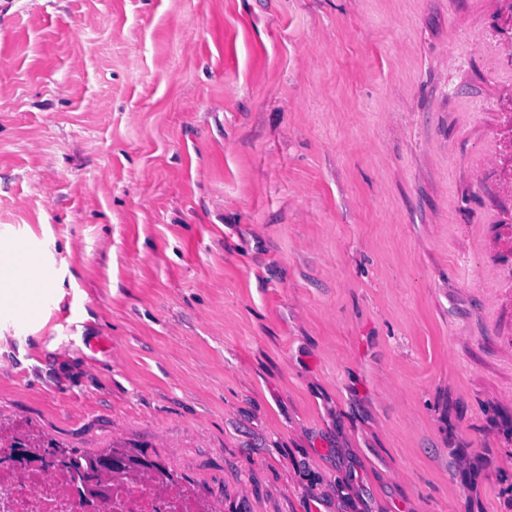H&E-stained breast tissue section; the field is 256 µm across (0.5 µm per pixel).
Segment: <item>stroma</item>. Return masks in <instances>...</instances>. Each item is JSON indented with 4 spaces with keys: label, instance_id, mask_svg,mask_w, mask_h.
<instances>
[{
    "label": "stroma",
    "instance_id": "stroma-1",
    "mask_svg": "<svg viewBox=\"0 0 512 512\" xmlns=\"http://www.w3.org/2000/svg\"><path fill=\"white\" fill-rule=\"evenodd\" d=\"M495 0H0V426L221 512H512ZM41 266L39 256L15 243L0 240V309H13L26 316L31 313L40 295V287L28 292L24 286Z\"/></svg>",
    "mask_w": 512,
    "mask_h": 512
}]
</instances>
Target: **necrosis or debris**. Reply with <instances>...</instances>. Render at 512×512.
<instances>
[{
    "label": "necrosis or debris",
    "instance_id": "4bbe7bcc",
    "mask_svg": "<svg viewBox=\"0 0 512 512\" xmlns=\"http://www.w3.org/2000/svg\"><path fill=\"white\" fill-rule=\"evenodd\" d=\"M0 512H219L208 499L186 495L180 485L118 476L104 504L83 498L79 483L62 468L0 465Z\"/></svg>",
    "mask_w": 512,
    "mask_h": 512
}]
</instances>
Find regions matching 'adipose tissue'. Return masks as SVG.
<instances>
[{
    "label": "adipose tissue",
    "instance_id": "obj_1",
    "mask_svg": "<svg viewBox=\"0 0 512 512\" xmlns=\"http://www.w3.org/2000/svg\"><path fill=\"white\" fill-rule=\"evenodd\" d=\"M40 265L41 260L35 252L12 242L0 241V309L25 314L35 309L38 295L27 291L26 285Z\"/></svg>",
    "mask_w": 512,
    "mask_h": 512
}]
</instances>
